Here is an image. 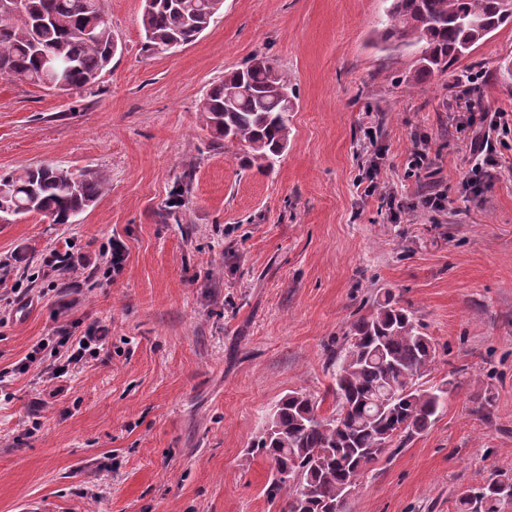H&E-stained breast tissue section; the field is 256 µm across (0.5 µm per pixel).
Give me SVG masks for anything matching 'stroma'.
<instances>
[{
    "label": "stroma",
    "instance_id": "stroma-1",
    "mask_svg": "<svg viewBox=\"0 0 512 512\" xmlns=\"http://www.w3.org/2000/svg\"><path fill=\"white\" fill-rule=\"evenodd\" d=\"M385 0H224L176 56L145 51L142 0H107L118 51L69 93L0 80V175L56 165L106 175L76 224H0V512H282L247 448L288 391L335 407L330 355L392 292L437 347L423 386L450 382L432 426L388 450L344 512H455L460 490L512 471V140L481 194L465 191L471 131L451 119L455 77L512 114V23L413 89L410 55L373 49ZM262 54L298 100L287 150L261 173L215 140L198 104ZM383 159L364 195L367 130ZM429 164L408 166L415 140ZM192 172L184 207L168 202ZM441 191L443 210L419 208ZM126 259L106 272L101 249ZM83 264L39 277L52 250ZM28 288L12 294L14 282ZM104 327L98 356L49 396L42 338ZM495 395L481 404L484 390Z\"/></svg>",
    "mask_w": 512,
    "mask_h": 512
}]
</instances>
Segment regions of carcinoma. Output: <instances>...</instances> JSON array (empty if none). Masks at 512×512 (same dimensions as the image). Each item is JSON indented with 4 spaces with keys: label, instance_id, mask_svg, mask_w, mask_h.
I'll list each match as a JSON object with an SVG mask.
<instances>
[{
    "label": "carcinoma",
    "instance_id": "obj_1",
    "mask_svg": "<svg viewBox=\"0 0 512 512\" xmlns=\"http://www.w3.org/2000/svg\"><path fill=\"white\" fill-rule=\"evenodd\" d=\"M105 0H27L21 12H0V78L42 89L82 90L111 64L118 44L104 21ZM224 8V0H143V48L193 43ZM512 21L504 0H390L374 46L416 55L406 78L414 88L446 73L473 46ZM298 99L288 73L262 56L224 75L200 101L203 124L237 144L241 166L265 172L286 151L290 113ZM98 171L39 166L0 175V224L36 213L52 224H75L104 194ZM436 358L432 338L390 292L354 319L346 347L331 358L336 408L318 413L317 399L291 390L272 407L248 454L276 472L267 489L288 495L286 512H344L356 480L392 446L430 428L448 399V384L423 389L417 380ZM512 473L500 472L461 490L457 512H500L512 496Z\"/></svg>",
    "mask_w": 512,
    "mask_h": 512
}]
</instances>
